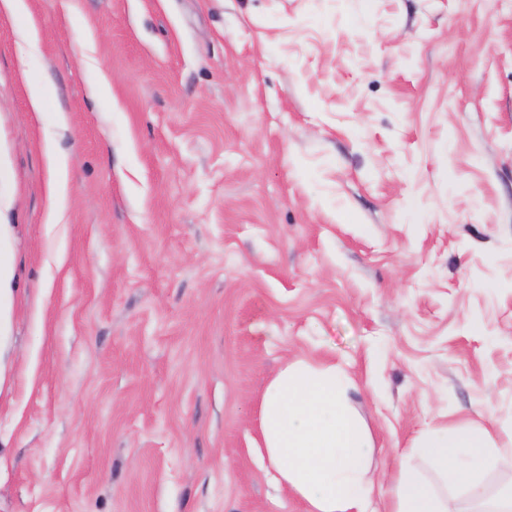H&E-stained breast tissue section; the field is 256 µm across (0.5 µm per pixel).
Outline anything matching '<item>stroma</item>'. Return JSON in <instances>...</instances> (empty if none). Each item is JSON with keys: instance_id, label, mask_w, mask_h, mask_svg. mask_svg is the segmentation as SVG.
<instances>
[{"instance_id": "stroma-1", "label": "stroma", "mask_w": 512, "mask_h": 512, "mask_svg": "<svg viewBox=\"0 0 512 512\" xmlns=\"http://www.w3.org/2000/svg\"><path fill=\"white\" fill-rule=\"evenodd\" d=\"M27 4L0 512H304L259 427L296 357L351 379L381 485L430 426L512 445V0Z\"/></svg>"}]
</instances>
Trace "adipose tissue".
<instances>
[{"label":"adipose tissue","mask_w":512,"mask_h":512,"mask_svg":"<svg viewBox=\"0 0 512 512\" xmlns=\"http://www.w3.org/2000/svg\"><path fill=\"white\" fill-rule=\"evenodd\" d=\"M260 429L276 483L305 512H370L372 439L335 366L284 364L262 395ZM417 450L443 483L467 490L476 512H512V486L493 492L482 481L500 458L487 429L429 428ZM389 498V512H448L445 497L408 468L392 477Z\"/></svg>","instance_id":"adipose-tissue-1"}]
</instances>
